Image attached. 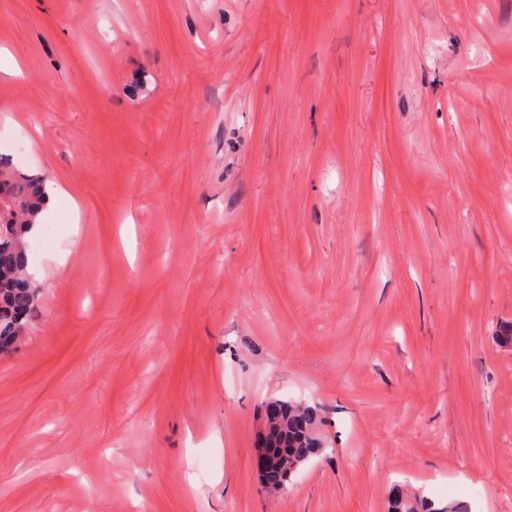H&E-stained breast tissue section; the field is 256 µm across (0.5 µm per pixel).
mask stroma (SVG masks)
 I'll use <instances>...</instances> for the list:
<instances>
[{"label":"stroma","instance_id":"stroma-1","mask_svg":"<svg viewBox=\"0 0 512 512\" xmlns=\"http://www.w3.org/2000/svg\"><path fill=\"white\" fill-rule=\"evenodd\" d=\"M0 48L66 189L0 512H512V0H0ZM276 399L323 450L271 495ZM466 507L460 501L450 500L447 505L436 508L434 503L417 501L404 495L398 486H394L388 498V512H465Z\"/></svg>","mask_w":512,"mask_h":512}]
</instances>
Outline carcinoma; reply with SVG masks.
I'll use <instances>...</instances> for the list:
<instances>
[{
    "label": "carcinoma",
    "instance_id": "cac0c4a2",
    "mask_svg": "<svg viewBox=\"0 0 512 512\" xmlns=\"http://www.w3.org/2000/svg\"><path fill=\"white\" fill-rule=\"evenodd\" d=\"M41 177L0 165V352L14 348L25 324L38 308V289L28 274L26 228L44 208ZM272 429L270 446L284 449L282 460L296 473L320 451L314 436L313 410L277 403L267 408ZM388 512H466L460 501L437 508L403 494L395 486L388 498Z\"/></svg>",
    "mask_w": 512,
    "mask_h": 512
}]
</instances>
